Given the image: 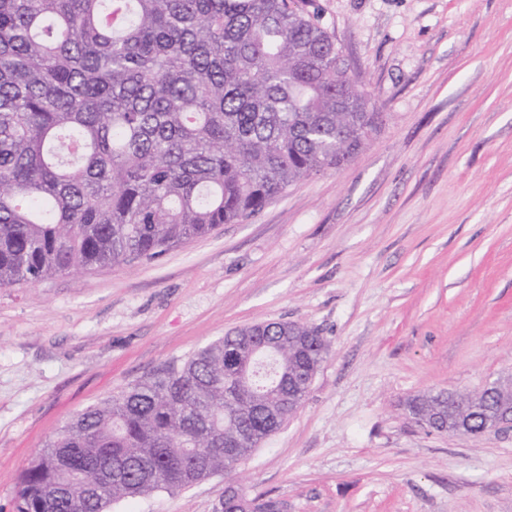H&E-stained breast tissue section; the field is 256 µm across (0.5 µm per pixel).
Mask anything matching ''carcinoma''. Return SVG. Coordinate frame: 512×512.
<instances>
[{
	"label": "carcinoma",
	"mask_w": 512,
	"mask_h": 512,
	"mask_svg": "<svg viewBox=\"0 0 512 512\" xmlns=\"http://www.w3.org/2000/svg\"><path fill=\"white\" fill-rule=\"evenodd\" d=\"M294 0H0V287L155 262L357 154L381 113ZM329 353L298 322L199 348L69 419L17 512H108L229 469L302 406ZM451 401V434L498 394Z\"/></svg>",
	"instance_id": "cac0c4a2"
}]
</instances>
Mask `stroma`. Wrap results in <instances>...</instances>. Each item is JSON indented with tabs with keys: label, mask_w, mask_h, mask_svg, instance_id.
<instances>
[{
	"label": "stroma",
	"mask_w": 512,
	"mask_h": 512,
	"mask_svg": "<svg viewBox=\"0 0 512 512\" xmlns=\"http://www.w3.org/2000/svg\"><path fill=\"white\" fill-rule=\"evenodd\" d=\"M383 124L340 169L160 261L0 288V512L77 412L237 329L331 351L300 410L233 470L111 512H512V430L448 436L413 395L512 376V0H296Z\"/></svg>",
	"instance_id": "35a3bbf8"
}]
</instances>
